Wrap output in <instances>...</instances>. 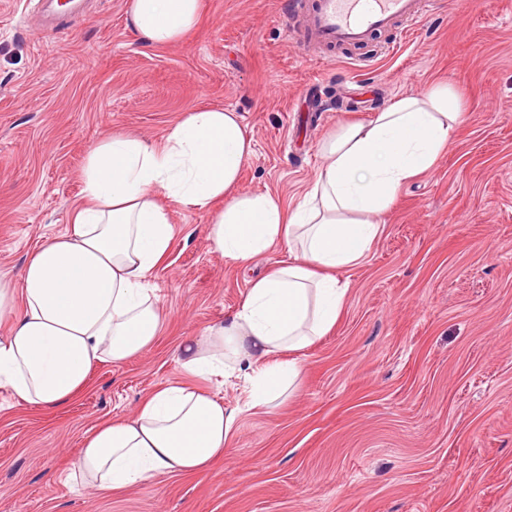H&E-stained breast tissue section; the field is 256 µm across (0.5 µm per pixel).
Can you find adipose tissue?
<instances>
[{"instance_id":"1","label":"adipose tissue","mask_w":512,"mask_h":512,"mask_svg":"<svg viewBox=\"0 0 512 512\" xmlns=\"http://www.w3.org/2000/svg\"><path fill=\"white\" fill-rule=\"evenodd\" d=\"M200 5L131 0L130 20L147 45H170L196 26ZM459 119L453 87L443 81L343 125L322 144L325 162L294 209L270 193L237 192L252 144L235 112L185 113L158 144L102 139L86 156L70 227L47 238L18 278L0 275V312L23 301L0 340V387L59 408L86 387L94 364L148 350L165 321L148 278L174 235L157 197L210 209L207 235L225 258L245 264L278 244L290 251L252 281L233 315L174 352L184 374L243 375V404L228 410L206 390L164 384L133 418L87 431L69 476L118 491L161 471L208 469L240 413L273 404L301 376L295 352L330 332L345 305L337 270L364 257L381 216L402 186L435 164ZM219 200L223 208L214 209Z\"/></svg>"}]
</instances>
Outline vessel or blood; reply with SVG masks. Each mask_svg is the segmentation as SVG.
Listing matches in <instances>:
<instances>
[{"label":"vessel or blood","mask_w":512,"mask_h":512,"mask_svg":"<svg viewBox=\"0 0 512 512\" xmlns=\"http://www.w3.org/2000/svg\"><path fill=\"white\" fill-rule=\"evenodd\" d=\"M425 7L426 0H293L284 35L326 59L374 33L397 25L414 28Z\"/></svg>","instance_id":"obj_1"}]
</instances>
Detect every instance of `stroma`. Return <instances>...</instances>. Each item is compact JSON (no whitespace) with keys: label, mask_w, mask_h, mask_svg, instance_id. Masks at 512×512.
I'll return each instance as SVG.
<instances>
[{"label":"stroma","mask_w":512,"mask_h":512,"mask_svg":"<svg viewBox=\"0 0 512 512\" xmlns=\"http://www.w3.org/2000/svg\"><path fill=\"white\" fill-rule=\"evenodd\" d=\"M289 0H201L178 43L145 45L130 0H85L61 32L23 23L41 0H0V272L66 231L86 154L104 137L164 139L184 113L229 108L252 140L238 191L296 206L345 123L448 81L463 117L435 166L396 195L335 328L297 359L274 408L244 413L204 472L111 492L68 478L84 433L184 380V337L236 311L287 246L239 265L215 252L210 213L168 197L175 238L152 283L157 341L98 364L68 405L0 387V512H512V0H434L411 32L318 60L283 35ZM318 83L325 111L303 90Z\"/></svg>","instance_id":"1"}]
</instances>
